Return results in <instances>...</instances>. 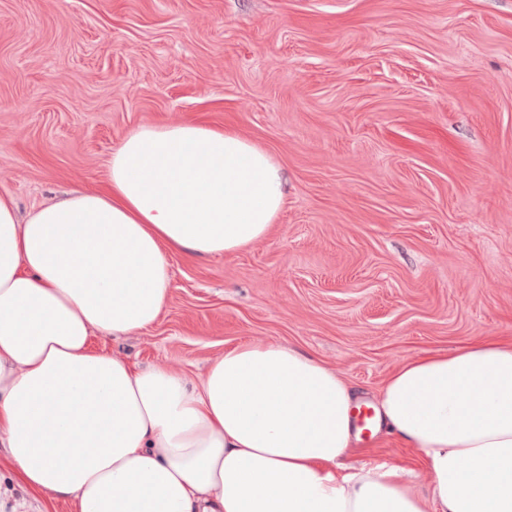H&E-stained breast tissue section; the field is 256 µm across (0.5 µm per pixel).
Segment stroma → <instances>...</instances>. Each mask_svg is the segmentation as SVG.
I'll list each match as a JSON object with an SVG mask.
<instances>
[{
  "instance_id": "stroma-1",
  "label": "stroma",
  "mask_w": 512,
  "mask_h": 512,
  "mask_svg": "<svg viewBox=\"0 0 512 512\" xmlns=\"http://www.w3.org/2000/svg\"><path fill=\"white\" fill-rule=\"evenodd\" d=\"M231 127L286 202L241 251L171 255L159 320L92 349L199 381L296 346L375 402L404 361L512 337V0H0V194L101 191L145 123ZM362 463L416 466L386 430ZM0 512H73L0 450Z\"/></svg>"
}]
</instances>
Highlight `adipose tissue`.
I'll return each mask as SVG.
<instances>
[{"mask_svg": "<svg viewBox=\"0 0 512 512\" xmlns=\"http://www.w3.org/2000/svg\"><path fill=\"white\" fill-rule=\"evenodd\" d=\"M284 203L267 150L195 122L129 132L106 190L23 217L0 194V448L26 490L74 512H512V340L388 376L375 421L417 449L403 474L347 464L355 389L297 347H235L197 383L91 350L158 321L170 254L242 250Z\"/></svg>", "mask_w": 512, "mask_h": 512, "instance_id": "adipose-tissue-1", "label": "adipose tissue"}]
</instances>
